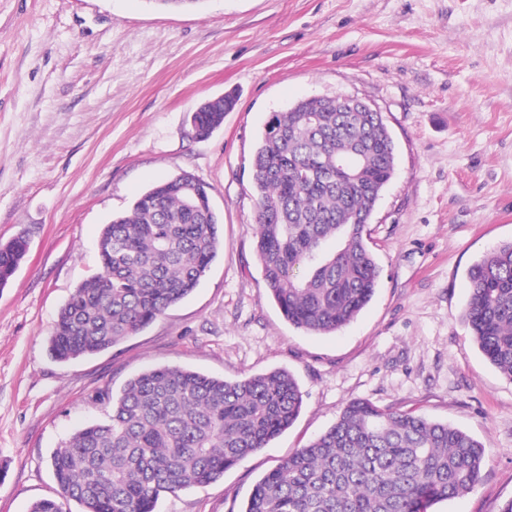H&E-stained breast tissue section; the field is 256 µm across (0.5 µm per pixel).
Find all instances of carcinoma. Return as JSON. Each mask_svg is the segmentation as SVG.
Masks as SVG:
<instances>
[{"instance_id":"obj_1","label":"carcinoma","mask_w":512,"mask_h":512,"mask_svg":"<svg viewBox=\"0 0 512 512\" xmlns=\"http://www.w3.org/2000/svg\"><path fill=\"white\" fill-rule=\"evenodd\" d=\"M231 94L191 114L198 135L221 127ZM395 170L381 112H349L307 98L274 112L253 158L255 250L265 288L284 318L313 333L349 324L372 300L380 270L365 231ZM197 196L187 203L184 186ZM207 186L176 175L104 225L100 270L60 308L48 350L60 362L112 348L186 298L220 246ZM28 242L0 244V288ZM464 318L491 365L512 379V242L469 270ZM98 401L105 422L74 433L51 456L59 497L30 512H155L163 494L210 484L290 428L303 406L285 369L227 381L177 366L134 376ZM485 446L469 433L366 400L345 405L323 434L255 484L240 512H428L482 481Z\"/></svg>"}]
</instances>
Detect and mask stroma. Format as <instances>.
Wrapping results in <instances>:
<instances>
[{"label":"stroma","mask_w":512,"mask_h":512,"mask_svg":"<svg viewBox=\"0 0 512 512\" xmlns=\"http://www.w3.org/2000/svg\"><path fill=\"white\" fill-rule=\"evenodd\" d=\"M229 91L221 128L195 137L190 113ZM343 94L384 113L396 170L366 227L375 295L324 336L289 324L264 287L252 155L270 113ZM184 172L222 217L209 271L137 334L56 361L48 337L99 269L103 226ZM21 233L28 254L0 288V512L55 495L51 454L106 418L95 395L162 365L228 381L285 368L304 405L266 448L157 512L245 505L356 399L484 444L482 482L430 512L512 498V380L463 320L469 268L512 241V0H0V243Z\"/></svg>","instance_id":"1"}]
</instances>
